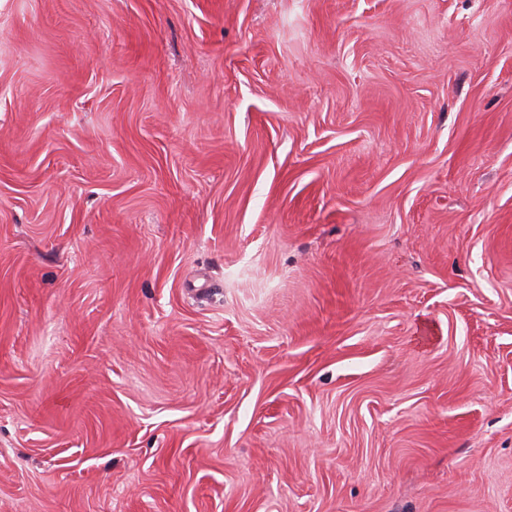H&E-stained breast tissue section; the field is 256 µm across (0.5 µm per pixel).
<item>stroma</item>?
<instances>
[{
	"instance_id": "1",
	"label": "stroma",
	"mask_w": 512,
	"mask_h": 512,
	"mask_svg": "<svg viewBox=\"0 0 512 512\" xmlns=\"http://www.w3.org/2000/svg\"><path fill=\"white\" fill-rule=\"evenodd\" d=\"M0 512H512V0H0Z\"/></svg>"
}]
</instances>
